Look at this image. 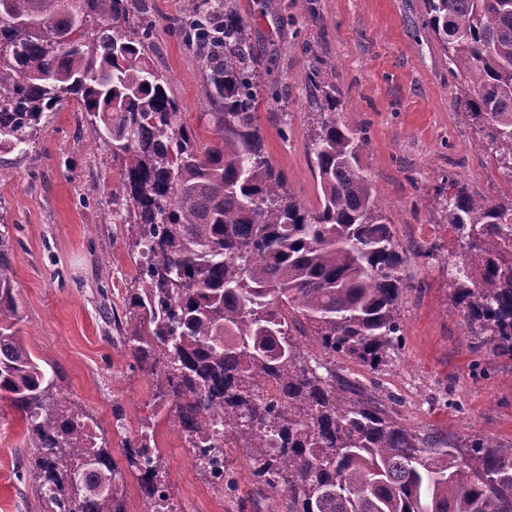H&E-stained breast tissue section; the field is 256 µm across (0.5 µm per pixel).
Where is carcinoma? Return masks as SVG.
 <instances>
[{
	"mask_svg": "<svg viewBox=\"0 0 512 512\" xmlns=\"http://www.w3.org/2000/svg\"><path fill=\"white\" fill-rule=\"evenodd\" d=\"M140 2L0 0V152L27 153L45 114L72 100L121 164L112 198L138 260L120 342L156 381L155 412L125 456L151 512H175L155 442L163 408L176 412L198 471L211 477L224 448H242L259 493H283L282 512H512V442L422 434L400 401H376L380 381L363 382L401 349L406 283L362 173L367 139L339 119L336 66L313 74L320 203L309 211L268 156L234 0L222 25L187 0L181 23L189 48L210 45L208 137L187 128L153 66L157 23L136 21ZM424 5L450 72L474 91L465 107L480 146L512 176V0ZM442 180L454 189L443 204L456 234L453 300L480 343L512 358V206ZM20 322L0 277V399L25 422L44 507L125 512L120 468Z\"/></svg>",
	"mask_w": 512,
	"mask_h": 512,
	"instance_id": "obj_1",
	"label": "carcinoma"
}]
</instances>
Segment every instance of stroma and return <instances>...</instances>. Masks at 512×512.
I'll return each instance as SVG.
<instances>
[{
	"mask_svg": "<svg viewBox=\"0 0 512 512\" xmlns=\"http://www.w3.org/2000/svg\"><path fill=\"white\" fill-rule=\"evenodd\" d=\"M248 26L258 79L269 96L258 114L266 149L295 199L318 205L310 139L316 126L315 69L336 67L341 121L364 132L362 163L391 224L409 284L400 303L402 347L375 376L402 401L414 429L442 439L481 435L512 441V360L478 348L457 309L446 245L453 232L440 192L449 174L494 202L512 203V180L479 145L464 102L468 85L423 24V0H235ZM160 21L150 56L167 75L185 122L206 132L205 70L185 46L184 0H145ZM74 103L48 113L27 154L0 153V239L7 276L22 303L20 328L35 354L60 374L59 388L96 425L99 442L125 469V512L142 498L126 469L125 447L152 414L155 381L133 368L116 329L124 321L136 266L111 196L120 165L95 143ZM434 245L424 258L418 246ZM105 284L107 298L96 286ZM115 315L105 322L101 307ZM176 416L156 428L165 482L178 512H278L281 495L252 503L243 451H235V494L222 495L191 464ZM28 454L25 423L0 400V512H43L32 477L16 466Z\"/></svg>",
	"mask_w": 512,
	"mask_h": 512,
	"instance_id": "stroma-1",
	"label": "stroma"
}]
</instances>
